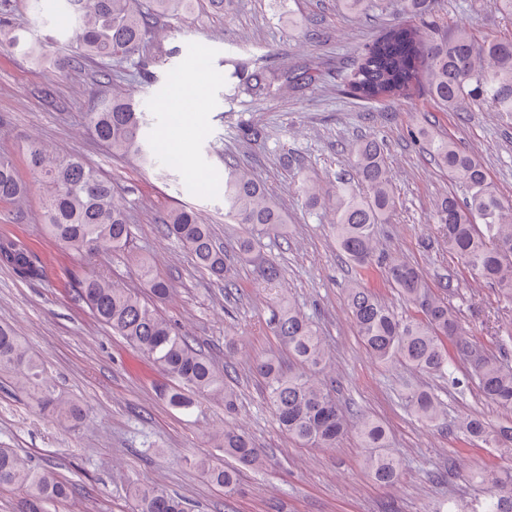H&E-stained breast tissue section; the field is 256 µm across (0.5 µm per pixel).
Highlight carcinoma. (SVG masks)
<instances>
[{"label":"carcinoma","mask_w":512,"mask_h":512,"mask_svg":"<svg viewBox=\"0 0 512 512\" xmlns=\"http://www.w3.org/2000/svg\"><path fill=\"white\" fill-rule=\"evenodd\" d=\"M192 4L193 0H63L61 18L73 24L74 37L56 55L55 65L77 70L90 60L108 63L142 55L160 21L187 12ZM346 86L350 96L364 102L399 100L422 87L447 112H469L473 106L488 104L496 112L510 114L512 39L491 38L479 44L469 28L460 26L451 38L434 40L415 25H395L364 45L347 74ZM83 125L112 155L133 158L151 168L158 166L143 133L146 115L131 99L118 94L102 98L84 113ZM412 136L423 141L434 163L467 191L462 201L443 197L436 204L433 223L439 225L450 248L471 273L512 303V203L498 195L482 164L451 139L425 129ZM353 154L356 175L367 193L357 194L342 180L330 194L311 179L302 182L300 192L309 207L324 206L333 213L330 229L336 247L358 271L368 273L378 259L374 227L390 223L395 195L376 140H358ZM28 165L42 192L45 233L62 250L91 258L129 247L130 220L111 182L79 158L61 157L40 143L30 145ZM27 203V184L19 178L13 159L1 154L0 204L21 213ZM224 218L259 225L273 235L283 232L287 224L269 189L228 158L224 159ZM161 224L162 232L191 255L197 268L224 286L230 285L224 247L217 243L211 225L203 223L193 209H170ZM258 247L259 242L247 237L240 242L239 252L258 264L262 279L279 280V266L263 259ZM0 265L29 281L46 276V261L19 237L0 236ZM139 267L149 293L157 298L168 295L169 282L147 260L140 261ZM385 276L420 315L399 317L363 279H353L347 288L348 306L368 353L382 364L402 362L420 375H448L458 387L473 384L484 399L512 410V367L462 335L460 318L448 300L451 284H445L441 293L432 291L418 268L400 258L388 260ZM74 291L100 323L122 336L158 372L178 382V387L162 390L172 408L191 413L197 407V395L224 403L228 420L209 438L224 457L203 456L191 461L212 485L228 492L236 489L239 470L224 465L226 457L262 469V449L229 421L238 403L225 371L193 348L140 292L96 275L78 281ZM271 325L274 335L288 347L293 363L285 368L270 356L257 361L253 369L262 380L281 431L303 445L333 448L353 430L366 448V470L381 485L397 484L401 462L391 451L385 423L360 414L355 426H350L325 384L329 354L319 331L294 304L281 301L276 302ZM460 367L465 371L461 379L454 376ZM0 374L12 377L15 387L36 406L51 412L57 424L74 427L86 419L85 406L56 394L45 380L39 360L13 330L3 326ZM410 406L426 425L436 426L444 420L442 403L431 390L411 389ZM460 430L472 442L512 451V423L494 425L469 415L461 421ZM492 480L496 492L486 504V512H512V471ZM0 488L24 491L17 512H46L47 505L64 503L73 495L71 484L54 471L35 467L14 449L2 447ZM128 491L133 512H189L185 498L155 484L131 481Z\"/></svg>","instance_id":"carcinoma-1"}]
</instances>
